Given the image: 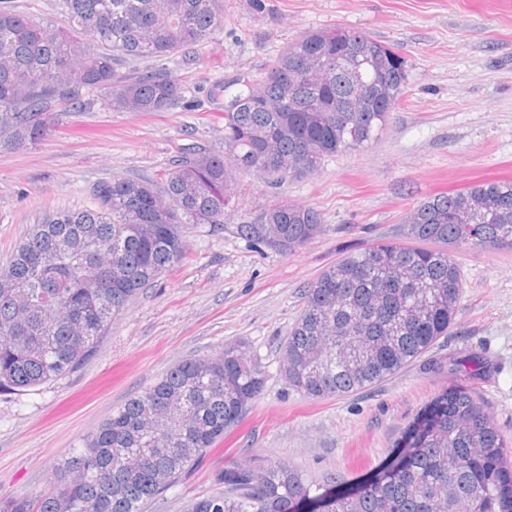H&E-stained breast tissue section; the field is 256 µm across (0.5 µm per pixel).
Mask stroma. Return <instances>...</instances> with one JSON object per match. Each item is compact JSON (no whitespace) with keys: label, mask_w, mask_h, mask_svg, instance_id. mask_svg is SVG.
<instances>
[{"label":"stroma","mask_w":512,"mask_h":512,"mask_svg":"<svg viewBox=\"0 0 512 512\" xmlns=\"http://www.w3.org/2000/svg\"><path fill=\"white\" fill-rule=\"evenodd\" d=\"M224 22L167 65L183 102L165 112H115L89 93L37 146L0 154V267L27 228L61 209L94 207V184L116 176L161 183L185 145L224 148V101L210 90L265 76L306 33L343 28L390 47L406 93L378 140L325 158L318 171L273 185L239 176L221 224H193L189 257L129 302L94 356L29 392L0 393V498L43 492L54 467L112 411L177 363L242 344L265 373L258 399L195 470L147 512H185L215 492L232 462L275 459L303 471L317 494L359 487L386 465L412 421L447 387L427 361L477 356L475 378L499 432L512 442V251L457 255L462 294L448 335L411 365L357 392L304 396L280 371L281 345L304 289L336 259L402 239L407 213L478 182L512 180V0H222ZM282 201L316 209L323 233L282 253L238 235Z\"/></svg>","instance_id":"35a3bbf8"}]
</instances>
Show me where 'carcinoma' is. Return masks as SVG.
I'll return each instance as SVG.
<instances>
[{"label": "carcinoma", "instance_id": "carcinoma-1", "mask_svg": "<svg viewBox=\"0 0 512 512\" xmlns=\"http://www.w3.org/2000/svg\"><path fill=\"white\" fill-rule=\"evenodd\" d=\"M221 0H60L65 25H45L0 0V154L39 144L64 112L97 91L114 112H164L181 85L164 61L223 23ZM343 51L326 86L309 71ZM156 66L121 76L129 59ZM224 110V152L187 147L164 174L166 198L138 178L92 188L97 208L61 211L30 225L0 268V393L64 377L96 352L112 320L160 275L188 258L190 224H222L237 177L272 182L316 172L325 157L366 147L406 88L390 48L345 29L289 43L266 76L237 77ZM410 244L377 241L325 269L304 293L283 343L282 374L304 395L329 398L372 386L448 335L461 295L452 250H512V182L435 196L409 212ZM320 214L290 201L236 232L292 252L321 235ZM473 378L486 363L453 364ZM263 371L242 346L186 359L112 412L32 498H0V512H144L196 468L261 394ZM406 451L354 491L311 495L305 475L279 460L233 462L224 489L186 512H512V444L487 403L462 379L409 427Z\"/></svg>", "mask_w": 512, "mask_h": 512}]
</instances>
